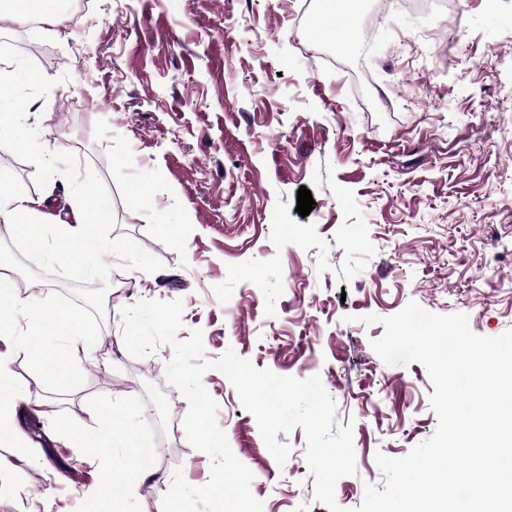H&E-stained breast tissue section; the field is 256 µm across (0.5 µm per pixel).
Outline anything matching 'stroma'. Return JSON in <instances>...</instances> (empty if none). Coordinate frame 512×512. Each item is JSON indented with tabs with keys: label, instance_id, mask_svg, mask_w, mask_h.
<instances>
[{
	"label": "stroma",
	"instance_id": "35a3bbf8",
	"mask_svg": "<svg viewBox=\"0 0 512 512\" xmlns=\"http://www.w3.org/2000/svg\"><path fill=\"white\" fill-rule=\"evenodd\" d=\"M380 3L360 0L349 53L296 32L318 0H62V24L38 30L0 11V42L33 47L54 82L26 125L102 180L111 238L161 263L147 273L106 255L98 339L76 389L49 390L0 343V377L19 389L0 434V512H82L95 496L111 512L110 473L137 486L129 512H158L174 471L209 481L211 458L186 437L189 402L166 377L172 347L135 357L124 346L123 310L141 300L181 301L177 337L201 331L204 360L231 349L259 370L319 377L337 424L353 427L355 472L335 485L344 512L366 486L384 489L377 455L405 457L434 434L427 369L385 364L372 344L412 301L465 313L479 336L512 329V0L427 14ZM36 173L0 148L9 186L45 196L48 223L70 219L66 180L42 188ZM302 187L315 201L306 216ZM0 277L42 299L79 288L43 273L8 232ZM202 384L262 512H329L304 428L278 433L291 449L278 464L232 382L210 369ZM110 418L118 431L93 453L65 431L93 436Z\"/></svg>",
	"mask_w": 512,
	"mask_h": 512
}]
</instances>
